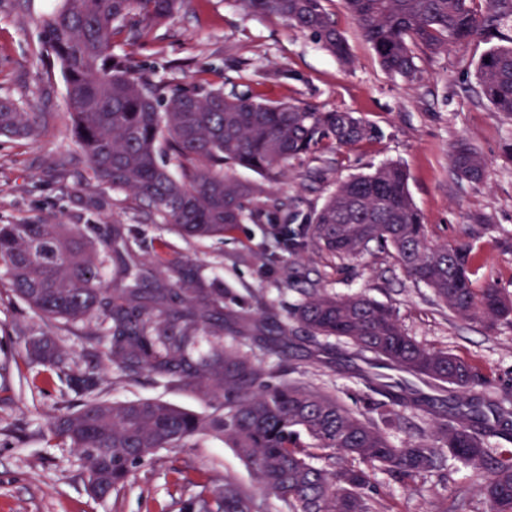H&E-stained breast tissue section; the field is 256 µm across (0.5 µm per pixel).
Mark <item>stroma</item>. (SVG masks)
Here are the masks:
<instances>
[{
    "label": "stroma",
    "mask_w": 512,
    "mask_h": 512,
    "mask_svg": "<svg viewBox=\"0 0 512 512\" xmlns=\"http://www.w3.org/2000/svg\"><path fill=\"white\" fill-rule=\"evenodd\" d=\"M56 5V0H0V96L47 117L38 138H0V224H82L91 218L105 239L113 225H123L129 257L145 274L143 287H154L170 268L207 284L217 282L226 289L225 308L261 316L267 327L286 321L289 307L310 285L341 296L363 292L391 305L403 329L424 347L455 354L495 389L512 388V325L489 334L479 323L454 316L391 251L373 246L351 259L312 247L291 251L280 247L271 225L250 222L221 239L186 237L171 225L155 223L131 193L85 186L84 158L67 128L65 77L44 49L40 25ZM324 5L349 45L351 65H342L286 22L245 11L239 0H186L148 39L123 52L139 73L174 85L221 87L356 112L378 128L379 138L293 162L269 190L305 212L322 204L336 180L388 162L401 164L431 242L462 237L474 213L488 217L489 230L474 241L473 284L491 282L512 293V157L504 151L512 142V117L496 112L478 93L477 64L495 40L478 38L450 46L441 56H421L422 79L409 85L382 70L343 0ZM461 137L487 161L483 184L460 180L449 167L448 146ZM39 321L24 301L0 292V512H183L208 481L228 476L256 487L253 472L222 436L207 434L194 447L165 450L141 463L120 491L92 496L83 459L67 445L50 447L43 440L51 418L80 409L84 398L27 357L17 329ZM50 330L75 364L98 366L105 379L102 399H162L197 414L213 412L218 403L195 382L171 385L146 373L121 377L94 349L95 325L55 323ZM222 345L276 380L310 383L348 407L364 406L358 364L339 347L320 351L299 340L279 358L259 344L229 336ZM378 481L396 512H488L473 495L474 475L453 461L442 481L432 477L415 484L384 475Z\"/></svg>",
    "instance_id": "obj_1"
}]
</instances>
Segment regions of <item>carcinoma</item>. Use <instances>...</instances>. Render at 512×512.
Returning a JSON list of instances; mask_svg holds the SVG:
<instances>
[{"label":"carcinoma","mask_w":512,"mask_h":512,"mask_svg":"<svg viewBox=\"0 0 512 512\" xmlns=\"http://www.w3.org/2000/svg\"><path fill=\"white\" fill-rule=\"evenodd\" d=\"M182 0H59L42 24L45 45L66 80L68 117L86 161V185L134 193L148 215L184 234L222 238L238 224H302L282 230L295 249L315 247L355 258L375 243L431 288L454 315L489 331L512 323V297L495 284L476 288L468 240L435 245L397 163L336 183L321 207L283 214L286 204L264 182L288 163L317 151L334 152L379 137L353 112L269 101L223 88L171 87L131 70L114 52L119 44L147 38L171 18ZM244 10L287 21L310 34L336 59L352 63L349 47L323 0H239ZM381 67L410 84L420 79L418 53L437 56L448 46L512 33V0H344ZM481 95L512 116V46L489 50L480 60ZM44 116L23 112L0 98V135L34 138ZM449 165L461 180L480 183L486 160L468 141L455 142ZM239 166L261 178L242 183L224 173ZM96 225L0 224V288L25 301L48 322L94 320L104 329L100 355L127 376L148 372L173 383L208 381L220 394L207 417L158 399L112 404L95 395L99 378L70 368L57 337L41 327L20 330L31 360L64 375L87 395L82 408L57 418L49 440L75 449L86 462L89 490L124 487L136 465L162 450L190 448L214 432L235 448L264 492L286 512H385L375 476L414 483L443 476L453 458L476 477L489 512H512V391H491L490 380L448 353L429 350L408 336L392 308L358 294L334 296L305 288L291 318L306 339L335 337L358 358L424 381L450 386L448 405L436 411L403 382L361 371L366 398L355 412L324 390L276 383L271 374L233 351L215 348L195 357L201 336L244 337L258 330L250 317L212 310L222 288L145 290L139 269L122 262L123 288L106 285L101 268L105 239ZM431 415L429 433L401 445L387 430L401 427L405 412ZM190 512H269L266 498L226 477L211 496H199Z\"/></svg>","instance_id":"cac0c4a2"}]
</instances>
